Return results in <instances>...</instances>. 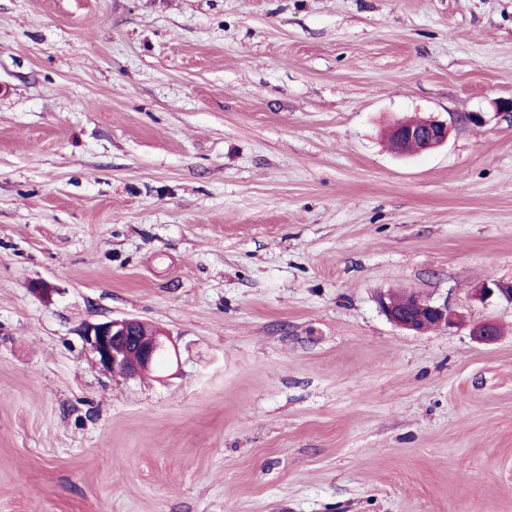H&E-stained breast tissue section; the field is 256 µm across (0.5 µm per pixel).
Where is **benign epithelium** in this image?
<instances>
[{"mask_svg":"<svg viewBox=\"0 0 512 512\" xmlns=\"http://www.w3.org/2000/svg\"><path fill=\"white\" fill-rule=\"evenodd\" d=\"M448 123L430 119L420 124L402 121L389 131L392 140L419 142L423 151H432L448 140ZM480 300L497 297L512 304V281L485 280L475 288ZM380 306L395 326L419 333L431 328L448 327L457 323L456 314L448 304L437 303L419 295H411L409 304L403 305L381 297ZM471 335L480 343L490 345L498 338L497 323L485 320L473 325ZM86 344L94 354L95 362L108 371L135 375L152 369L157 358L172 355L176 343L160 329H153L136 317H123L87 326L83 331Z\"/></svg>","mask_w":512,"mask_h":512,"instance_id":"1","label":"benign epithelium"}]
</instances>
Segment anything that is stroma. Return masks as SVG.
<instances>
[{"mask_svg": "<svg viewBox=\"0 0 512 512\" xmlns=\"http://www.w3.org/2000/svg\"><path fill=\"white\" fill-rule=\"evenodd\" d=\"M508 99L512 0H0V512H512ZM402 121L395 124L389 131V137L392 139L393 144L402 151H420V146L417 144L399 145L393 140L407 141L409 143L419 142L423 145V151H432L448 140L450 128L447 122L430 119L422 122L418 121ZM475 296L484 301L490 297L497 298L512 304V281L504 280H484L475 288ZM411 300H398L397 303L390 296L380 298V306L386 317L395 326L419 333L430 328L448 327L457 323L456 314L448 307V303H437L419 295H408ZM82 335L95 362L108 371L135 375L151 370L157 358L174 352L176 343L160 329H153L137 317H123L87 326Z\"/></svg>", "mask_w": 512, "mask_h": 512, "instance_id": "stroma-1", "label": "stroma"}]
</instances>
